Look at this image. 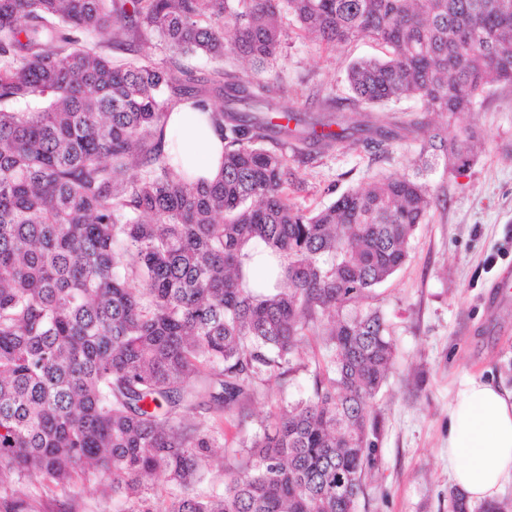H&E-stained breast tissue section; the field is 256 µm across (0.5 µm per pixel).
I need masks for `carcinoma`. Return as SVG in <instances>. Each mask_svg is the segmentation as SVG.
Masks as SVG:
<instances>
[{
    "mask_svg": "<svg viewBox=\"0 0 512 512\" xmlns=\"http://www.w3.org/2000/svg\"><path fill=\"white\" fill-rule=\"evenodd\" d=\"M284 12L327 46L389 48L349 67L352 112L409 98L453 120L512 85V0H0V477L64 486L98 472L128 499L154 474L179 488L135 512H358L381 434L370 408L395 356L385 315L363 301L405 264L434 198L389 175L307 212L288 198L281 137L295 156L415 141L424 166L462 173L477 131L450 141L413 114L303 125L292 94L261 77ZM90 34L117 48L155 35L214 66L197 79L117 65ZM228 53L254 76L225 70ZM183 98L224 139L214 181L189 180L164 151ZM312 341L311 392L227 449L224 497L196 496L216 437L182 411L234 414ZM448 508L509 504L475 507L452 487Z\"/></svg>",
    "mask_w": 512,
    "mask_h": 512,
    "instance_id": "cac0c4a2",
    "label": "carcinoma"
}]
</instances>
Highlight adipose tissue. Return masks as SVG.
Returning a JSON list of instances; mask_svg holds the SVG:
<instances>
[{
    "instance_id": "1",
    "label": "adipose tissue",
    "mask_w": 512,
    "mask_h": 512,
    "mask_svg": "<svg viewBox=\"0 0 512 512\" xmlns=\"http://www.w3.org/2000/svg\"><path fill=\"white\" fill-rule=\"evenodd\" d=\"M168 151L189 177L214 179L224 142L207 113L183 102L171 108ZM448 477L472 500H491L512 481V389L474 376L460 382L448 404Z\"/></svg>"
}]
</instances>
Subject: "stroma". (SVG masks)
<instances>
[{"label": "stroma", "mask_w": 512, "mask_h": 512, "mask_svg": "<svg viewBox=\"0 0 512 512\" xmlns=\"http://www.w3.org/2000/svg\"><path fill=\"white\" fill-rule=\"evenodd\" d=\"M288 42L277 71L298 97L299 112L317 115L327 96L347 103L352 92L347 68L360 58H383L386 47L360 37L340 47L311 41L293 16H285ZM117 63L150 58L182 64L196 78L207 77L202 56L179 57L154 37L131 49L100 45ZM443 135L455 138L471 127L484 148L464 174L444 165L420 170L419 143L394 144L389 157L376 159L353 146L292 158L295 174L288 197L312 211L381 175L406 176L426 183L436 199L426 223L409 242L406 264L375 290L396 344L394 365L372 410L382 419L377 445L379 466L369 478L359 512H448V403L460 381L477 376L512 388V86L488 89L475 111L455 121L434 117ZM316 345L304 349L305 367L260 383L258 398L232 420L199 408L189 421L215 432L208 471L195 486L198 494H224L225 448L259 431L269 413L309 392ZM18 500L25 512H128L130 503L112 495L106 479L89 474L70 488L48 485L39 476L12 473L0 479V503Z\"/></svg>", "instance_id": "obj_1"}]
</instances>
